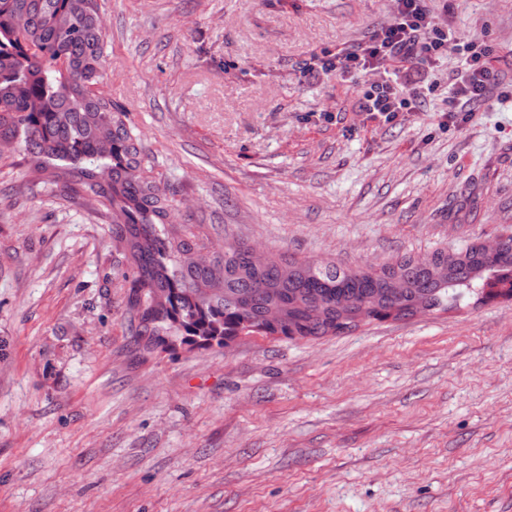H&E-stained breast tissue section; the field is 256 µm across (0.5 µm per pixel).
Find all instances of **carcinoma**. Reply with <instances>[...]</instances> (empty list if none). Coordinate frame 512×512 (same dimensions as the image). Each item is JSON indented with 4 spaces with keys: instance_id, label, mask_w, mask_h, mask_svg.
<instances>
[{
    "instance_id": "carcinoma-1",
    "label": "carcinoma",
    "mask_w": 512,
    "mask_h": 512,
    "mask_svg": "<svg viewBox=\"0 0 512 512\" xmlns=\"http://www.w3.org/2000/svg\"><path fill=\"white\" fill-rule=\"evenodd\" d=\"M107 52L98 0H0V141L16 140L43 184L81 190L111 209L112 236L130 267L134 336L224 348L240 336L333 335L362 320L443 309L489 288L512 297V234L488 252L477 243L438 251L431 268L403 258L367 270L282 257L256 262L250 246L206 249L168 223L169 199L126 124L98 95ZM107 167L110 180L98 172ZM275 309L280 320L267 322Z\"/></svg>"
}]
</instances>
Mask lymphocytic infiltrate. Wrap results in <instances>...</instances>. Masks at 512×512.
<instances>
[{
  "mask_svg": "<svg viewBox=\"0 0 512 512\" xmlns=\"http://www.w3.org/2000/svg\"><path fill=\"white\" fill-rule=\"evenodd\" d=\"M392 20L374 29L367 40L340 50L322 62L323 68L349 71L360 69L374 73L375 79L364 94L362 110L367 120L391 123L411 111L413 99L405 87L391 84L386 74L395 69L414 79L436 60L447 54L451 37L447 28L436 23L424 0H394ZM491 50L480 43L466 48L463 70L452 84L453 100L443 125L463 121L472 103L485 101L494 80L489 65Z\"/></svg>",
  "mask_w": 512,
  "mask_h": 512,
  "instance_id": "obj_1",
  "label": "lymphocytic infiltrate"
}]
</instances>
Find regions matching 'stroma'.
<instances>
[{
	"instance_id": "35a3bbf8",
	"label": "stroma",
	"mask_w": 512,
	"mask_h": 512,
	"mask_svg": "<svg viewBox=\"0 0 512 512\" xmlns=\"http://www.w3.org/2000/svg\"><path fill=\"white\" fill-rule=\"evenodd\" d=\"M100 3L99 92L206 243L356 269L512 233V0H427L492 48L446 129L459 49L392 123L321 66L392 0ZM127 271L105 207L0 157V512H512V299L148 352Z\"/></svg>"
}]
</instances>
